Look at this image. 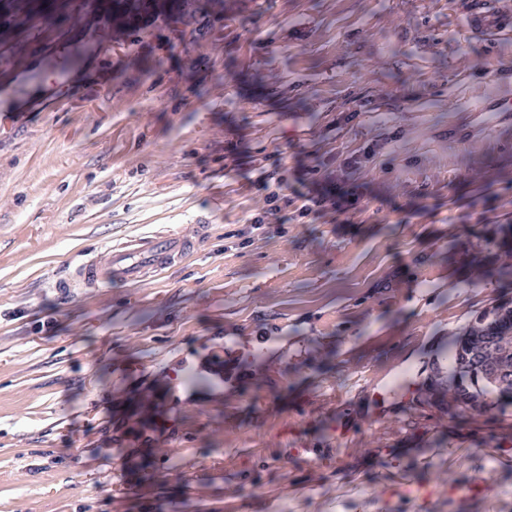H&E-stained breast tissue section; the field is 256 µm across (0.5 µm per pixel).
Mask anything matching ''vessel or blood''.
<instances>
[{
    "label": "vessel or blood",
    "mask_w": 512,
    "mask_h": 512,
    "mask_svg": "<svg viewBox=\"0 0 512 512\" xmlns=\"http://www.w3.org/2000/svg\"><path fill=\"white\" fill-rule=\"evenodd\" d=\"M207 234V225L192 224L172 234L150 232L129 239L108 248L103 257L80 263L70 277L57 281L56 288L67 296L74 289H97L110 281H150L194 254Z\"/></svg>",
    "instance_id": "vessel-or-blood-1"
}]
</instances>
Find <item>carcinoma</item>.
<instances>
[{"label":"carcinoma","instance_id":"carcinoma-1","mask_svg":"<svg viewBox=\"0 0 512 512\" xmlns=\"http://www.w3.org/2000/svg\"><path fill=\"white\" fill-rule=\"evenodd\" d=\"M440 354L447 368L433 386L448 399V409H460L462 418L475 412L505 415L509 403L490 375L501 374L512 389V302L478 313Z\"/></svg>","mask_w":512,"mask_h":512}]
</instances>
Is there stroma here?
<instances>
[{"label": "stroma", "mask_w": 512, "mask_h": 512, "mask_svg": "<svg viewBox=\"0 0 512 512\" xmlns=\"http://www.w3.org/2000/svg\"><path fill=\"white\" fill-rule=\"evenodd\" d=\"M482 9L476 30L464 0H229L194 34L123 0H0V512H512V416L412 404L512 300V112L473 109L512 102V0ZM275 163L361 213L239 247ZM189 224L208 239L151 285L52 288ZM228 339L253 371L230 401Z\"/></svg>", "instance_id": "obj_1"}]
</instances>
